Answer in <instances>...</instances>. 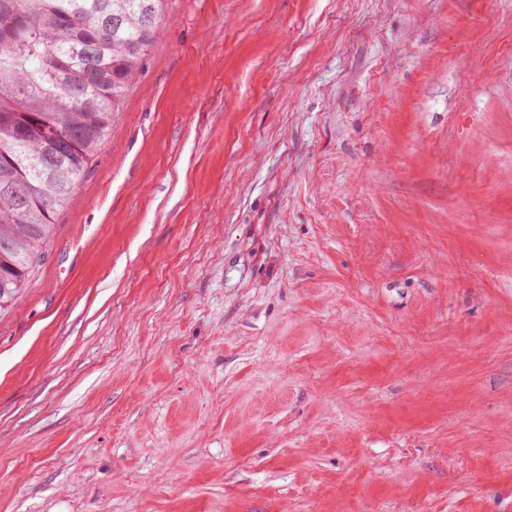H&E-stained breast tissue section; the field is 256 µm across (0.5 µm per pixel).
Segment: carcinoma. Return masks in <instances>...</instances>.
Returning <instances> with one entry per match:
<instances>
[{"label": "carcinoma", "instance_id": "obj_1", "mask_svg": "<svg viewBox=\"0 0 512 512\" xmlns=\"http://www.w3.org/2000/svg\"><path fill=\"white\" fill-rule=\"evenodd\" d=\"M168 0H0V307L12 302L142 71ZM121 27L97 25L99 11ZM154 18L151 25L142 15Z\"/></svg>", "mask_w": 512, "mask_h": 512}]
</instances>
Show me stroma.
I'll list each match as a JSON object with an SVG mask.
<instances>
[{"mask_svg": "<svg viewBox=\"0 0 512 512\" xmlns=\"http://www.w3.org/2000/svg\"><path fill=\"white\" fill-rule=\"evenodd\" d=\"M0 309V512H512V0H171Z\"/></svg>", "mask_w": 512, "mask_h": 512, "instance_id": "35a3bbf8", "label": "stroma"}]
</instances>
